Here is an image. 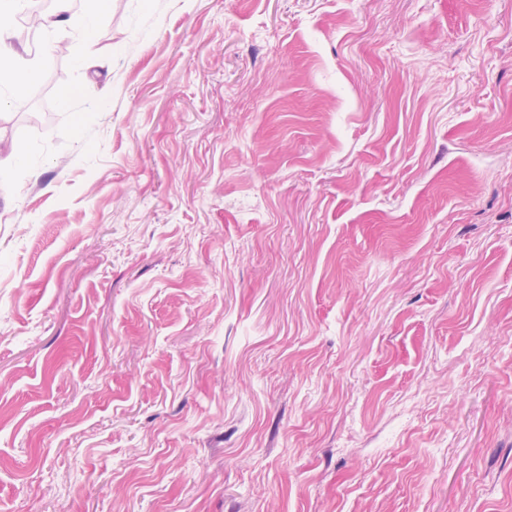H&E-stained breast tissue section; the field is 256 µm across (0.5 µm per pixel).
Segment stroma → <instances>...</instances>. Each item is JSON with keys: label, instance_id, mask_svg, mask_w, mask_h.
Instances as JSON below:
<instances>
[{"label": "stroma", "instance_id": "stroma-1", "mask_svg": "<svg viewBox=\"0 0 512 512\" xmlns=\"http://www.w3.org/2000/svg\"><path fill=\"white\" fill-rule=\"evenodd\" d=\"M59 37L0 95V512H512V0Z\"/></svg>", "mask_w": 512, "mask_h": 512}]
</instances>
